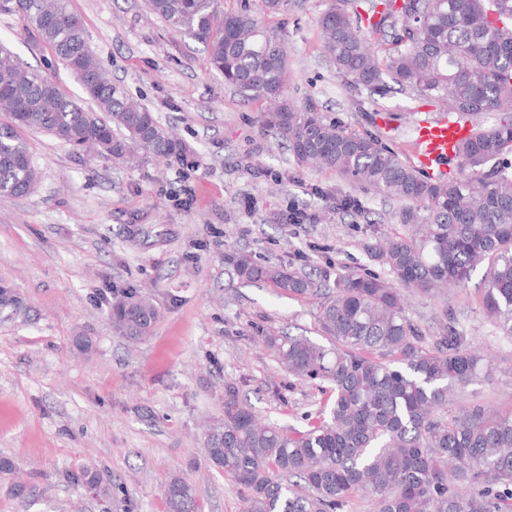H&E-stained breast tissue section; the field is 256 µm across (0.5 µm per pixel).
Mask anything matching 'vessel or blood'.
<instances>
[{"label":"vessel or blood","instance_id":"b4317fda","mask_svg":"<svg viewBox=\"0 0 512 512\" xmlns=\"http://www.w3.org/2000/svg\"><path fill=\"white\" fill-rule=\"evenodd\" d=\"M470 134V127L457 120H419L415 128L414 166L432 178L442 177L449 159L455 156L456 146Z\"/></svg>","mask_w":512,"mask_h":512}]
</instances>
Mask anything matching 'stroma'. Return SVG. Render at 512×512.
Returning <instances> with one entry per match:
<instances>
[{
  "instance_id": "obj_1",
  "label": "stroma",
  "mask_w": 512,
  "mask_h": 512,
  "mask_svg": "<svg viewBox=\"0 0 512 512\" xmlns=\"http://www.w3.org/2000/svg\"><path fill=\"white\" fill-rule=\"evenodd\" d=\"M329 0H218L222 11L261 13L288 45L286 90L314 101L340 128L377 135L411 162L413 127L426 105L386 83L373 92L340 77L325 56L317 21ZM92 51L113 82L157 113L192 149L197 168L171 162L127 168L27 133L39 179L23 197L0 196V286L26 313L0 321V512H122L64 482L63 470L94 466L121 484L135 512H165L175 474L194 486L201 512H243L245 493L206 459L204 430L224 412V387L246 395L262 420L299 430L317 422L325 397L278 363L270 338L319 341L320 296L283 295L246 283L226 254L248 252L320 281L332 274L389 267L369 247L403 232L400 200L336 171L296 165L263 130V100H244L207 65L203 46L170 32L145 0H69ZM0 39L19 59L75 99L77 79L51 53L33 48L23 21L0 15ZM256 200L246 210L242 198ZM357 208L347 209L343 200ZM313 224H289L294 210ZM483 272L447 297L417 295L407 313L424 335L449 310L471 345L492 360L493 380L476 381L448 403L450 413L486 404L512 413V341L482 310ZM150 293L159 317L137 343L115 333L113 299ZM90 342L77 348V337ZM27 489L17 497L16 484Z\"/></svg>"
}]
</instances>
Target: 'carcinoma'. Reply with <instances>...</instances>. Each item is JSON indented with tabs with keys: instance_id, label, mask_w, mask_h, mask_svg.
I'll use <instances>...</instances> for the list:
<instances>
[{
	"instance_id": "cac0c4a2",
	"label": "carcinoma",
	"mask_w": 512,
	"mask_h": 512,
	"mask_svg": "<svg viewBox=\"0 0 512 512\" xmlns=\"http://www.w3.org/2000/svg\"><path fill=\"white\" fill-rule=\"evenodd\" d=\"M6 12L25 24L74 75L96 110L85 108L39 70L23 66L0 41V195L25 196L38 172L25 131L43 132L74 150L140 166L186 157L183 141L146 105L103 73L87 49L85 27L68 0H14ZM382 10H377L378 6ZM171 30L202 43L210 67L245 99L270 109L263 126L288 146L298 165L336 171L406 203L404 236L386 237L375 256L395 280L374 273L336 276L317 314L326 347L303 336L270 343L300 380L329 383L328 419L301 431L260 422L239 389H224V416L211 423L208 461L247 491L245 512H342L357 493L372 512H512V414L475 405L445 415L448 401L493 372L490 357L463 347L443 313L430 347L406 314L409 294L462 287L487 264L482 306L512 339V0H367L371 30L384 54L362 34L358 0H334L319 17L325 55L358 85L388 76L402 90L470 120L497 112L490 127L473 124L456 151L459 173L432 180L371 134L349 133L315 104L288 99L286 52L255 12L221 14L216 0H147ZM246 281L307 296L313 282L285 265L230 257ZM112 326L144 338L158 318L153 300L127 291L113 301ZM20 313L12 290H0V315ZM65 482L109 501L112 485L97 469L62 472ZM165 512H199L197 494L175 475L164 490Z\"/></svg>"
}]
</instances>
